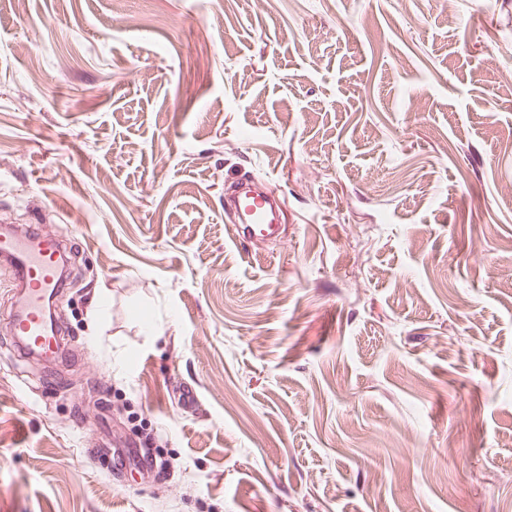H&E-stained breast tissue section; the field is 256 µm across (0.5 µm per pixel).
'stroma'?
<instances>
[{
  "instance_id": "1",
  "label": "stroma",
  "mask_w": 512,
  "mask_h": 512,
  "mask_svg": "<svg viewBox=\"0 0 512 512\" xmlns=\"http://www.w3.org/2000/svg\"><path fill=\"white\" fill-rule=\"evenodd\" d=\"M509 70L512 0H0V217L80 227L0 512H512ZM237 234L242 239L267 238L279 231V211L263 193L244 190L233 203Z\"/></svg>"
}]
</instances>
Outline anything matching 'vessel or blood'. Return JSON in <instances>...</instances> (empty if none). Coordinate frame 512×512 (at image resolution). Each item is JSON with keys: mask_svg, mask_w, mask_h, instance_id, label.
Masks as SVG:
<instances>
[{"mask_svg": "<svg viewBox=\"0 0 512 512\" xmlns=\"http://www.w3.org/2000/svg\"><path fill=\"white\" fill-rule=\"evenodd\" d=\"M237 234L244 239L267 238L279 231V211L266 195L242 191L234 202ZM63 240L43 235L36 226L0 233V264L11 268L21 289L22 305L10 320V333L24 353L43 360L57 358L60 338L45 325L46 298L64 285Z\"/></svg>", "mask_w": 512, "mask_h": 512, "instance_id": "vessel-or-blood-1", "label": "vessel or blood"}]
</instances>
